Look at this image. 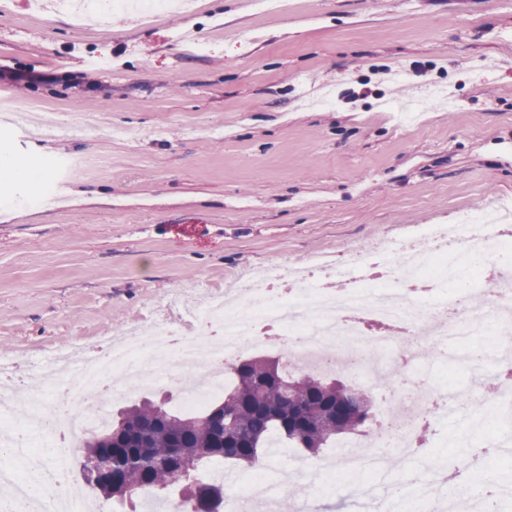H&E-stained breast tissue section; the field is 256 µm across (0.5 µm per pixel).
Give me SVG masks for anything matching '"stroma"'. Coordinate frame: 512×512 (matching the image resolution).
Masks as SVG:
<instances>
[{"mask_svg":"<svg viewBox=\"0 0 512 512\" xmlns=\"http://www.w3.org/2000/svg\"><path fill=\"white\" fill-rule=\"evenodd\" d=\"M0 95V358L22 366L512 200V0H197L102 29L0 0ZM34 107L82 125L39 134Z\"/></svg>","mask_w":512,"mask_h":512,"instance_id":"1","label":"stroma"}]
</instances>
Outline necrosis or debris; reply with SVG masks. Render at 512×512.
Segmentation results:
<instances>
[{
	"label": "necrosis or debris",
	"instance_id": "obj_1",
	"mask_svg": "<svg viewBox=\"0 0 512 512\" xmlns=\"http://www.w3.org/2000/svg\"><path fill=\"white\" fill-rule=\"evenodd\" d=\"M497 288L493 298H481L485 276ZM290 279L289 297L274 291L276 281ZM390 326L387 334H372L369 324ZM282 336L284 360L308 371L338 369L364 388L380 393L379 424L369 432L341 440L349 451L329 475L315 476L295 500V512H319L324 496L349 487L357 478L378 475L389 450L415 452L417 419L431 399L447 386L426 389L420 383L430 364L413 338L426 334L445 362H471L479 384L466 398L492 403L491 423L473 420L481 430L488 454L500 455L512 446V237L501 220L484 211L466 212L453 224H429L400 246L383 242L368 256L346 261L315 258L311 266L272 269L232 286L193 315L159 322L113 338L104 353L78 361L59 358L33 381L26 392L27 413L0 401V446L24 459L23 470L0 468L6 512H59L62 500L83 512L89 495L66 482L76 442L102 426L111 397L128 395L122 380L141 379L164 384L198 372V387L186 391V410L196 411L223 391L239 354L263 340L268 330ZM490 336L494 342L472 359L468 340ZM398 362L413 391L389 390L381 370ZM456 467H435L421 492L401 488L400 512H432L440 491L455 485ZM245 495L226 492L225 512H260L279 495L267 468L238 478ZM61 486L63 497L41 495L43 486Z\"/></svg>",
	"mask_w": 512,
	"mask_h": 512
}]
</instances>
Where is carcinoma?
<instances>
[{"instance_id":"carcinoma-1","label":"carcinoma","mask_w":512,"mask_h":512,"mask_svg":"<svg viewBox=\"0 0 512 512\" xmlns=\"http://www.w3.org/2000/svg\"><path fill=\"white\" fill-rule=\"evenodd\" d=\"M348 391L319 373L296 374L278 360H238L220 399L201 411L143 400L108 419L84 437L82 469L106 497L133 507L145 493L165 498L181 487L190 512H224V487L198 480L208 463L250 467L274 433L315 454L341 435L363 431L369 411L354 405ZM108 451L112 475L94 472L91 464Z\"/></svg>"}]
</instances>
